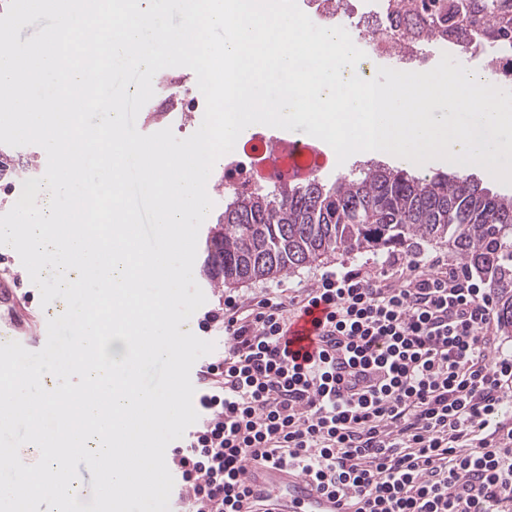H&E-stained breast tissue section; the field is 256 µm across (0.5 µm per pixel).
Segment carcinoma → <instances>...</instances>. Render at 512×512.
I'll list each match as a JSON object with an SVG mask.
<instances>
[{"label":"carcinoma","instance_id":"cac0c4a2","mask_svg":"<svg viewBox=\"0 0 512 512\" xmlns=\"http://www.w3.org/2000/svg\"><path fill=\"white\" fill-rule=\"evenodd\" d=\"M391 34L430 38L445 13L460 51L512 45V0H393ZM446 242L461 267L495 289L500 326L512 331V198L471 175L415 176L373 162L333 181L230 192L205 238L203 272L224 284L291 274L340 250L376 251L409 240Z\"/></svg>","mask_w":512,"mask_h":512}]
</instances>
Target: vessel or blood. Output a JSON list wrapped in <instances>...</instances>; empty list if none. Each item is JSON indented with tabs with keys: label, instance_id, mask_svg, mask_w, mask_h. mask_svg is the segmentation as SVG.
<instances>
[{
	"label": "vessel or blood",
	"instance_id": "b4317fda",
	"mask_svg": "<svg viewBox=\"0 0 512 512\" xmlns=\"http://www.w3.org/2000/svg\"><path fill=\"white\" fill-rule=\"evenodd\" d=\"M324 305L310 307L288 328V348L298 355L314 353ZM243 479L248 489L251 512H351L336 496L319 491L306 476L285 466L247 465Z\"/></svg>",
	"mask_w": 512,
	"mask_h": 512
}]
</instances>
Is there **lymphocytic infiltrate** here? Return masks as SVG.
I'll return each instance as SVG.
<instances>
[{"label": "lymphocytic infiltrate", "mask_w": 512, "mask_h": 512, "mask_svg": "<svg viewBox=\"0 0 512 512\" xmlns=\"http://www.w3.org/2000/svg\"><path fill=\"white\" fill-rule=\"evenodd\" d=\"M329 312L315 354L292 319ZM494 293L408 248L290 295H228L198 321L224 336L198 372L196 428L173 448L185 512H243L246 464H285L355 512H512V351ZM327 314L323 304L310 306V309L302 313L288 328V348L300 357L307 353H314L318 344V334L321 323Z\"/></svg>", "instance_id": "lymphocytic-infiltrate-1"}]
</instances>
